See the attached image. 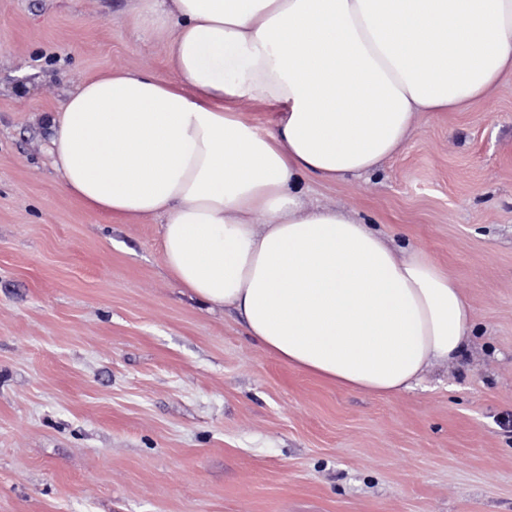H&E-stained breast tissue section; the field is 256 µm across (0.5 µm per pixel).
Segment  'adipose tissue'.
I'll use <instances>...</instances> for the list:
<instances>
[{
	"instance_id": "1",
	"label": "adipose tissue",
	"mask_w": 512,
	"mask_h": 512,
	"mask_svg": "<svg viewBox=\"0 0 512 512\" xmlns=\"http://www.w3.org/2000/svg\"><path fill=\"white\" fill-rule=\"evenodd\" d=\"M178 81L109 72L48 122L62 190L89 211L157 216L162 261L288 366L352 392L411 390L458 359L470 303L428 254L306 178L372 173L427 112H462L512 75V0H135ZM274 108L260 128L235 112Z\"/></svg>"
}]
</instances>
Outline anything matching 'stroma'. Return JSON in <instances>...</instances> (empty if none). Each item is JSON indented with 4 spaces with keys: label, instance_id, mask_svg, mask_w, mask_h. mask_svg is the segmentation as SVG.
I'll return each mask as SVG.
<instances>
[{
    "label": "stroma",
    "instance_id": "obj_1",
    "mask_svg": "<svg viewBox=\"0 0 512 512\" xmlns=\"http://www.w3.org/2000/svg\"><path fill=\"white\" fill-rule=\"evenodd\" d=\"M117 70L176 78L131 0H0V512H512V78L422 115L378 172L308 182L472 306L461 362L379 397L208 310L159 218L61 191L39 117Z\"/></svg>",
    "mask_w": 512,
    "mask_h": 512
}]
</instances>
